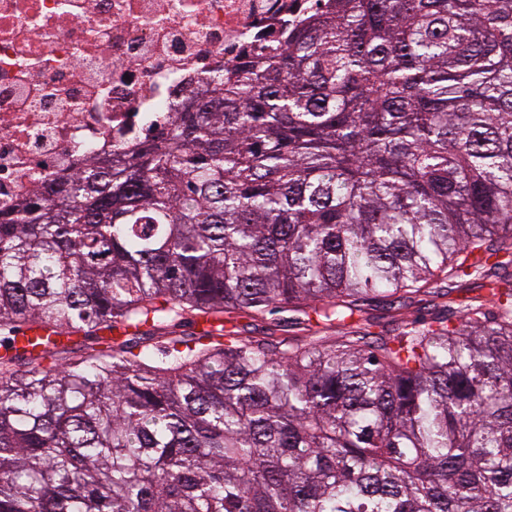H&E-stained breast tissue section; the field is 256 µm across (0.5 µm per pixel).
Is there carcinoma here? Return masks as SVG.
<instances>
[{
    "mask_svg": "<svg viewBox=\"0 0 512 512\" xmlns=\"http://www.w3.org/2000/svg\"><path fill=\"white\" fill-rule=\"evenodd\" d=\"M0 348V512H512V0H325L26 192Z\"/></svg>",
    "mask_w": 512,
    "mask_h": 512,
    "instance_id": "1",
    "label": "carcinoma"
}]
</instances>
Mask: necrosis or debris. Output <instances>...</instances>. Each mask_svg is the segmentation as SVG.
Returning a JSON list of instances; mask_svg holds the SVG:
<instances>
[{
    "instance_id": "1",
    "label": "necrosis or debris",
    "mask_w": 512,
    "mask_h": 512,
    "mask_svg": "<svg viewBox=\"0 0 512 512\" xmlns=\"http://www.w3.org/2000/svg\"><path fill=\"white\" fill-rule=\"evenodd\" d=\"M318 0H0V209L151 138Z\"/></svg>"
}]
</instances>
